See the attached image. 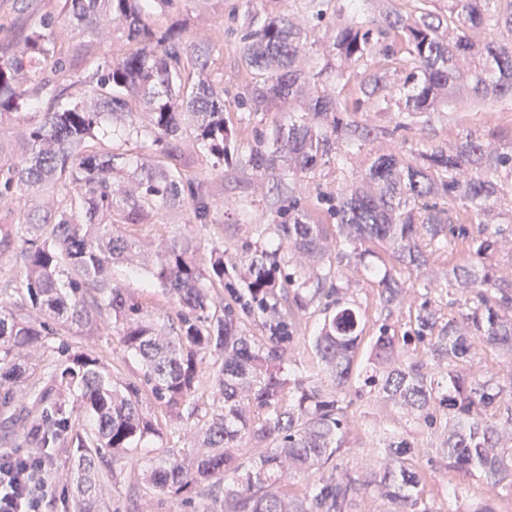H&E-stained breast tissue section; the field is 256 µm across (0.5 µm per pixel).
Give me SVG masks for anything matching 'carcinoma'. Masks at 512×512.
<instances>
[{
	"label": "carcinoma",
	"mask_w": 512,
	"mask_h": 512,
	"mask_svg": "<svg viewBox=\"0 0 512 512\" xmlns=\"http://www.w3.org/2000/svg\"><path fill=\"white\" fill-rule=\"evenodd\" d=\"M174 0H64L68 24L92 39L76 49V79L61 83L65 61L57 57L62 23L55 17L25 20L10 42L0 38V263L15 261L21 291L0 287V439L21 432L30 448L51 457L72 449L75 512H99L100 477L139 469L159 495L191 501L201 512H352L363 491L395 505L393 512H432L425 504V477L417 468L428 454L392 429L399 415L430 429L443 428L442 458L485 487L512 496V370L478 375L464 367L473 341L512 357V271L491 262L499 228L477 230L457 223L456 203L489 214L504 197L497 180L512 168V140L495 148L467 135L452 152L377 153L358 182L336 197V225L344 240L361 246V261L379 258L378 244L397 264L419 269L455 239L467 245L466 264L436 278L457 288V315L444 319L425 300L414 334L395 335L383 319L376 335L364 336L359 307L343 302L341 280L323 224L288 211L272 225L288 257L257 247L246 253L234 287L224 265V238L193 233L154 244L144 233L159 211L181 204L190 223L213 226V188L190 173L184 144L196 145L222 165L238 153L234 131L224 122V101L205 76L207 63L192 49L182 25L152 24L153 5ZM491 0H448L458 20L453 42L434 15L381 20L352 14L323 37L326 54L350 64L374 54L387 60L406 52L412 69L403 82L376 73L361 92L382 111L428 109L462 78L460 57L478 50L483 67L471 75V94L512 97V12L490 10ZM134 49L106 60L97 46L112 24ZM313 32L303 33L281 17L250 23L241 31L243 59L260 77L253 105L290 99L316 85L307 113L259 139L240 165L271 179H294L336 154L343 138L362 148L372 130L346 119L336 95L317 87L320 74L300 66ZM158 103L142 119L132 103L146 96ZM155 147L163 162L138 163V150ZM141 261L173 304L177 327L147 314L138 298L112 279V266ZM384 307L405 288L394 265L372 274ZM227 289L230 301L223 298ZM323 324L312 352L331 385L313 376H286L285 343L293 340L299 314L321 298ZM243 304L267 335L250 338L240 329L233 303ZM113 330L140 365V384L112 382L103 355L85 350L37 374L28 352L48 348L59 332ZM369 339L366 364L355 365ZM212 357L216 403L197 424L198 451L182 458L138 443L161 434L156 414L141 407L149 388L171 420L198 415L195 402L201 364ZM368 392L386 409L383 426L357 428L348 412L350 393ZM88 418L80 431L73 418ZM247 440L258 449L244 462L235 449ZM371 448L380 466L362 480L333 462L347 449ZM304 476L298 495L281 490V475ZM448 512H500L482 496Z\"/></svg>",
	"instance_id": "carcinoma-1"
}]
</instances>
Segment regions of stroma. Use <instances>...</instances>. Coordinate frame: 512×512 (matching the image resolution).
<instances>
[{"label":"stroma","mask_w":512,"mask_h":512,"mask_svg":"<svg viewBox=\"0 0 512 512\" xmlns=\"http://www.w3.org/2000/svg\"><path fill=\"white\" fill-rule=\"evenodd\" d=\"M360 5L368 18L382 19L387 12L396 11L414 18L421 9L433 12L445 32H452L455 21L448 11V0H177L170 9L155 12V24L164 26L175 17L187 19V38L195 52L207 63L206 76L215 86L224 90V120L235 132L236 143L248 147L262 134H271L277 126L287 124L290 115L305 112L309 91H302L294 99L262 105L250 112L241 109L238 101L251 97L255 80L247 73L243 62V44L237 35L247 15L258 18L281 17L295 27L325 32L345 24L353 5ZM63 0H0V34L9 36L18 25L32 16L62 13ZM324 49L313 46L302 62L304 69L322 71L321 81L337 94L351 120L371 128L372 141L363 149L340 144L337 155L319 166L294 185L261 179L254 172L229 163L212 168L204 159L194 160L191 171L214 188L213 217L224 226V251L228 261H240L247 248L259 243V226L281 221L290 201L298 206L313 223L325 225L332 241H340L336 220L331 212V201L352 179L369 166L375 151L398 149L405 157H414L416 151L450 150L465 135L479 137L491 146L512 139V99L489 96L471 99L469 88L454 85L446 98L427 110L413 114L404 127H397L394 115L380 113L364 103L359 91L360 82L375 68V59H368L345 69H324ZM465 255L456 251L436 258L433 266L421 268L407 275V293L417 300H430L447 306V290L437 288L433 279L437 270L463 263ZM114 280L124 284L139 298L146 310L165 317L173 312L168 296L147 274L136 273L129 266L112 269ZM342 287L346 300L355 302L366 312V333L374 335L375 323L380 317L376 290L372 287L357 262L343 268ZM323 314L319 307H309L296 325L295 340L289 356L296 368L306 374L317 375L319 369L309 343L316 336ZM54 348L31 357L36 368L61 356V348L72 350L94 349L107 355L112 375L120 383L139 379V366L124 355L116 335L104 331L90 336L62 335L54 337ZM397 428L404 436L417 440L430 450L421 458L420 468L426 477V501L433 512H448V473L434 447L443 434L428 430L414 422L399 421ZM193 512L181 501L158 495L140 477L125 470L116 481L105 484L104 512Z\"/></svg>","instance_id":"1"}]
</instances>
